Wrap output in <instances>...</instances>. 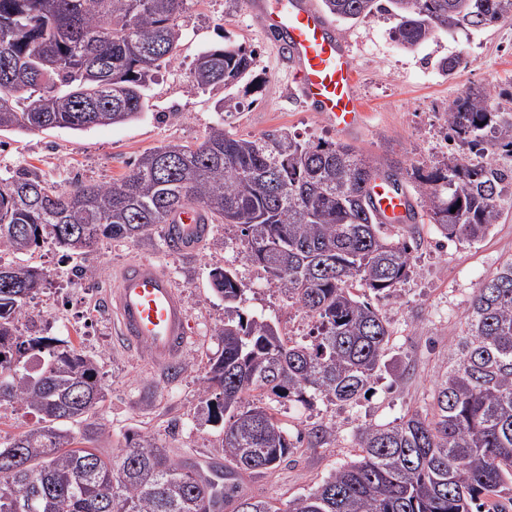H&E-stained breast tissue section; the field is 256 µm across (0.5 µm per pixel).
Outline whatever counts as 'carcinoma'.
Returning <instances> with one entry per match:
<instances>
[{
  "instance_id": "1",
  "label": "carcinoma",
  "mask_w": 512,
  "mask_h": 512,
  "mask_svg": "<svg viewBox=\"0 0 512 512\" xmlns=\"http://www.w3.org/2000/svg\"><path fill=\"white\" fill-rule=\"evenodd\" d=\"M346 21L388 14L407 47L436 33L482 30L512 17V0H322ZM188 0H0V132L127 124L145 89L176 60L178 19ZM256 51L202 50L190 72L197 89H227L249 74ZM448 139L468 147L412 168L372 159L342 142L303 143L282 129L243 138L210 128L198 145L144 152L109 184L77 181L60 191L22 171L0 185V254L51 243L84 257L100 241L140 240L186 204L202 223L240 227L249 260L313 322L310 339L285 340L239 304L248 290L215 267L224 299L220 352L203 376L206 421L224 424L228 465L210 477L182 466L151 438L134 435L120 464L95 447L104 398L97 362L72 344L19 332L18 316L47 282L29 263L0 271V405L18 404L37 424L0 442V512H502L512 503V259L484 281L464 312L453 363L437 380L431 411L396 424L368 423L357 458L281 508L239 491L246 474L268 470L305 440L291 436L250 393L349 404L385 365L391 336L368 293L390 298L413 266L409 241L373 213L371 180L409 179L441 236L483 240L512 203V116L489 92H468L446 112ZM456 212H451V209ZM332 435L318 425L307 445ZM28 466L14 467L16 453Z\"/></svg>"
}]
</instances>
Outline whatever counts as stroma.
<instances>
[{
	"mask_svg": "<svg viewBox=\"0 0 512 512\" xmlns=\"http://www.w3.org/2000/svg\"><path fill=\"white\" fill-rule=\"evenodd\" d=\"M178 23L183 36L177 58L158 72L147 91L149 107L138 121L82 131L1 133L0 183L22 169L37 172L61 190L77 181L109 183L127 174L145 151L170 142L201 143L218 124L238 137L282 128L309 144L341 141L408 166L447 157L445 114L466 92L490 91L499 111L512 113V20L477 32H441L412 48L393 39L395 21L389 16L338 22L358 56V90L367 106L364 126L344 135L293 94L288 66L261 30L250 0H189ZM225 43L256 50L258 57L253 71L229 89L232 105L222 110L217 104L222 94L191 88L189 75L201 50ZM455 56L461 57V65L445 70L443 61ZM398 230L414 233L418 247L412 272L396 297L377 303L391 338L370 396L340 405L254 393L253 401L273 407L290 433L321 424L333 436L322 446L294 449L273 469L244 475V494L287 502L355 459L360 425L392 423L429 409L434 382L448 367V351L459 340L471 296L512 258V208L483 241L472 245L444 239L425 218ZM242 240L239 228L229 224L213 225L202 245L188 255L172 252L157 229L142 242L105 240L82 260L88 270L83 286L71 284L74 262L59 249L46 244L25 255V262L48 270L49 282L28 300L18 328L24 334L36 330L72 342L96 359L106 387L98 411L104 454L120 459L127 434L135 432L156 439L179 463L223 457L222 423L201 415L202 376L218 349L213 331L224 322V301L210 284L212 268L236 269L247 283L241 304L246 314L274 322L284 338L308 340L311 320L289 305L266 273L248 260ZM143 257L172 278L189 311L186 357L192 365L176 377L150 367L144 355L126 348L114 334L109 292L119 269ZM31 313L36 322L28 321Z\"/></svg>",
	"mask_w": 512,
	"mask_h": 512,
	"instance_id": "obj_1",
	"label": "stroma"
}]
</instances>
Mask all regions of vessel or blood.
Listing matches in <instances>:
<instances>
[{
	"label": "vessel or blood",
	"instance_id": "1",
	"mask_svg": "<svg viewBox=\"0 0 512 512\" xmlns=\"http://www.w3.org/2000/svg\"><path fill=\"white\" fill-rule=\"evenodd\" d=\"M251 8L274 45L289 61L306 106L339 133L362 127L365 106L357 93L356 58L322 11L318 0H252ZM374 210L382 217L404 216L408 196L379 179L369 186ZM209 231L199 208H188L164 235L176 250L197 248ZM118 333L143 351L159 370L181 361L188 342V311L172 279L148 259L128 263L109 296Z\"/></svg>",
	"mask_w": 512,
	"mask_h": 512
}]
</instances>
